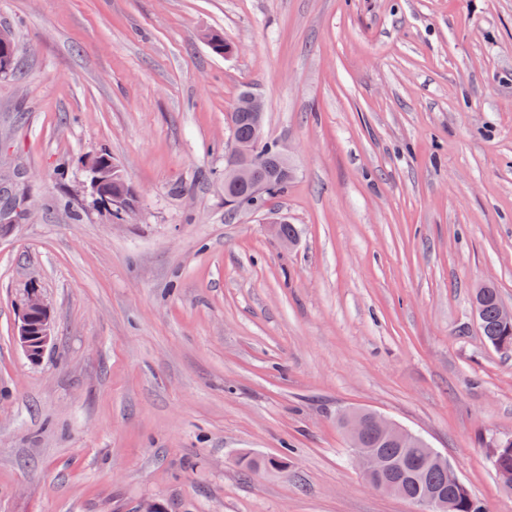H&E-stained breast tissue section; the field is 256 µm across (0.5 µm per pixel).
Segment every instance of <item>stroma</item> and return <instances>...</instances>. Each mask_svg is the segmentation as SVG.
Wrapping results in <instances>:
<instances>
[{"mask_svg": "<svg viewBox=\"0 0 512 512\" xmlns=\"http://www.w3.org/2000/svg\"><path fill=\"white\" fill-rule=\"evenodd\" d=\"M1 28L0 209L23 214L0 234V512H418L364 480L351 409L512 512L490 460L512 352L471 306L489 284L512 307V0H0ZM246 87L293 177L232 212ZM102 150L131 221L69 195ZM33 283L36 365L14 339ZM15 340L31 364H39L52 341L49 307L38 288L31 286L17 302Z\"/></svg>", "mask_w": 512, "mask_h": 512, "instance_id": "stroma-1", "label": "stroma"}]
</instances>
